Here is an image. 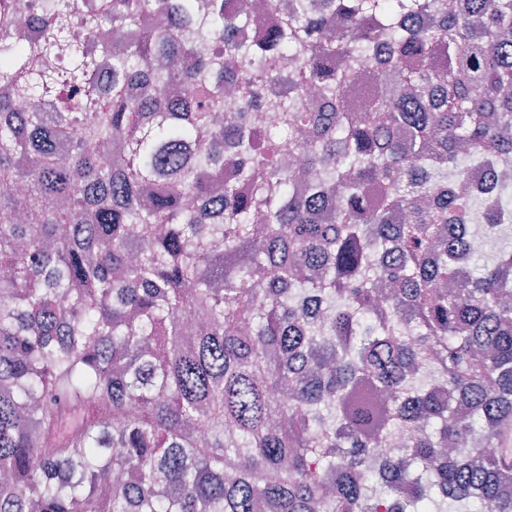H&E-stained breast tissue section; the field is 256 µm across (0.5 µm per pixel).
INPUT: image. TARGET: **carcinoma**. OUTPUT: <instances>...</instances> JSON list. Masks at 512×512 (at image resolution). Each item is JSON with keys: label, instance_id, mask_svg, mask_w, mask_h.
Instances as JSON below:
<instances>
[{"label": "carcinoma", "instance_id": "cac0c4a2", "mask_svg": "<svg viewBox=\"0 0 512 512\" xmlns=\"http://www.w3.org/2000/svg\"><path fill=\"white\" fill-rule=\"evenodd\" d=\"M49 5L46 66L0 60L68 91L0 102V512H512V249L454 247L512 232L469 182L512 154V0H267L250 39L235 0H101L110 85Z\"/></svg>", "mask_w": 512, "mask_h": 512}]
</instances>
